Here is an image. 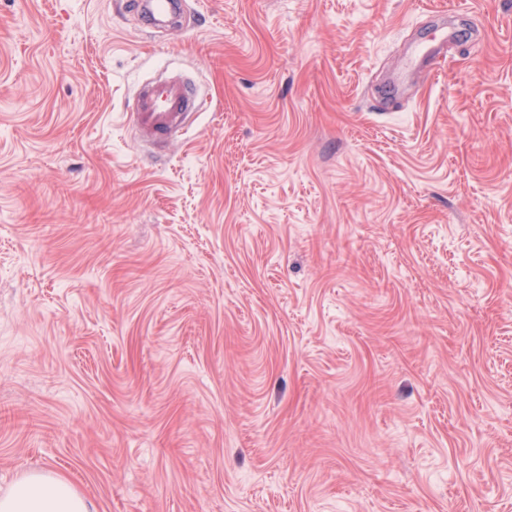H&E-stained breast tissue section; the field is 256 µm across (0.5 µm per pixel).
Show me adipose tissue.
I'll return each instance as SVG.
<instances>
[{
  "instance_id": "obj_1",
  "label": "adipose tissue",
  "mask_w": 512,
  "mask_h": 512,
  "mask_svg": "<svg viewBox=\"0 0 512 512\" xmlns=\"http://www.w3.org/2000/svg\"><path fill=\"white\" fill-rule=\"evenodd\" d=\"M0 512H95L61 475L31 472L22 476L13 488L0 496Z\"/></svg>"
}]
</instances>
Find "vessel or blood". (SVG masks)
Here are the masks:
<instances>
[{
	"instance_id": "b4317fda",
	"label": "vessel or blood",
	"mask_w": 512,
	"mask_h": 512,
	"mask_svg": "<svg viewBox=\"0 0 512 512\" xmlns=\"http://www.w3.org/2000/svg\"><path fill=\"white\" fill-rule=\"evenodd\" d=\"M193 101L194 89L184 75L159 74L143 82L132 99V127L144 143L173 142L187 124Z\"/></svg>"
}]
</instances>
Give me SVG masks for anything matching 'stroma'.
Wrapping results in <instances>:
<instances>
[{
  "label": "stroma",
  "mask_w": 512,
  "mask_h": 512,
  "mask_svg": "<svg viewBox=\"0 0 512 512\" xmlns=\"http://www.w3.org/2000/svg\"><path fill=\"white\" fill-rule=\"evenodd\" d=\"M122 2L0 0V495L512 512V0ZM175 3V0H151L136 1L133 4L126 2L124 5L126 9H131L132 12L140 7V13L145 12L149 18L145 25L152 28L157 23L158 17L167 15L173 9ZM193 101L194 89L184 75L162 73L139 86L127 114L142 142L171 143L184 130ZM1 512H96L61 475L49 471L22 476L0 497Z\"/></svg>",
  "instance_id": "1"
}]
</instances>
